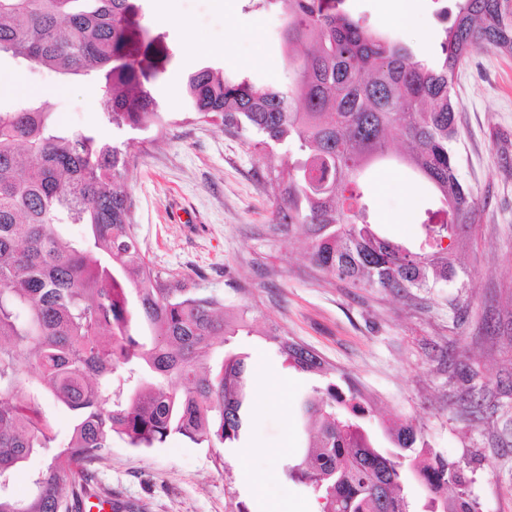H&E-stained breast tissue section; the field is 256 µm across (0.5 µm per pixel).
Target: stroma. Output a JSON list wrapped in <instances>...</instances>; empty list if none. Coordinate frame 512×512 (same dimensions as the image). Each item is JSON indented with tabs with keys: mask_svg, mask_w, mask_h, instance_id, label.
Masks as SVG:
<instances>
[{
	"mask_svg": "<svg viewBox=\"0 0 512 512\" xmlns=\"http://www.w3.org/2000/svg\"><path fill=\"white\" fill-rule=\"evenodd\" d=\"M410 2L403 25L392 22L390 0H345V7L419 58L440 54L444 24L425 0ZM158 5L146 0L144 8L174 51L155 89L172 121L167 130H113L103 112L88 109L92 85L5 53L0 72H22L25 85L0 91V110L45 100L58 126L95 128L128 142L131 222L156 270L249 307L257 331L272 324L315 349L361 391L370 410L364 426L377 441H384L385 426L412 423L435 453L463 468L474 512H512V57L475 49L455 78L457 172L484 208L472 238L456 251L464 271L400 297L326 277L310 263L301 235L272 233L282 150L262 151L198 120L181 91L184 77L206 63L259 84L287 83L276 8L252 0H173L164 19ZM199 38L218 53L196 55ZM365 179L378 232L415 243L430 187L394 161ZM179 207L192 222L174 220ZM235 343L249 353L253 377L242 447L209 448L172 436L154 448H132L113 439L91 467L105 496L141 512H279L284 499L318 508L311 491L284 472L303 444L295 404L314 378L286 368L257 332ZM483 390L489 396L479 415L463 411L461 397Z\"/></svg>",
	"mask_w": 512,
	"mask_h": 512,
	"instance_id": "35a3bbf8",
	"label": "stroma"
}]
</instances>
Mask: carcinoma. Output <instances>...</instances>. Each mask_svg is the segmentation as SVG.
<instances>
[{"instance_id":"1","label":"carcinoma","mask_w":512,"mask_h":512,"mask_svg":"<svg viewBox=\"0 0 512 512\" xmlns=\"http://www.w3.org/2000/svg\"><path fill=\"white\" fill-rule=\"evenodd\" d=\"M284 19L280 40L293 78L280 88L204 65L182 91L197 118L285 150L275 233L299 230L310 262L357 288L407 294L457 277L453 247L481 210L459 179L456 73L479 46L512 57V0H457L441 54L426 60L351 16L343 0H264ZM65 79L97 83L105 118L119 130L170 120L155 85L173 49L146 19L143 0H0V53ZM400 162L434 189L414 248L368 221L366 170L390 137ZM127 147L93 130L60 129L35 104L0 111V512H84L97 495L90 467L117 436L150 448L180 435L209 448L241 442L252 380L248 355L231 347L253 333L248 311L155 271L129 222ZM84 224L79 241L61 233ZM450 243L443 244L444 240ZM288 367L325 377L311 348L261 332ZM352 385H315L297 403L308 442L288 477L321 512H413L405 488L454 486L446 512L466 502L463 469L428 448L410 425L381 448L362 425ZM52 399L71 418L57 441L42 410ZM45 455L29 491L13 470Z\"/></svg>"}]
</instances>
